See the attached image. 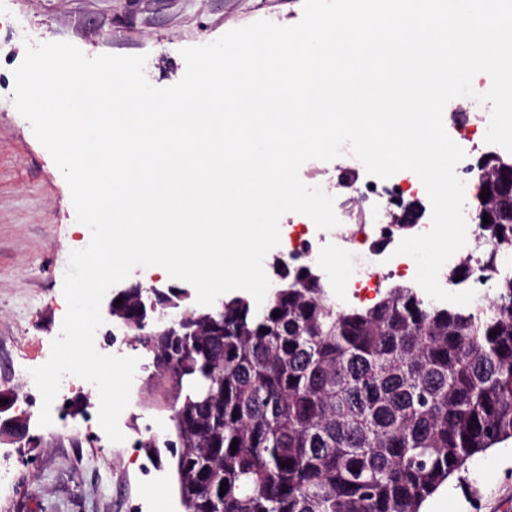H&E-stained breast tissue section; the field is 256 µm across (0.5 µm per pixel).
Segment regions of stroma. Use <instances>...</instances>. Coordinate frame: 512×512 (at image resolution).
<instances>
[{"instance_id": "35a3bbf8", "label": "stroma", "mask_w": 512, "mask_h": 512, "mask_svg": "<svg viewBox=\"0 0 512 512\" xmlns=\"http://www.w3.org/2000/svg\"><path fill=\"white\" fill-rule=\"evenodd\" d=\"M10 9L24 18L34 43L68 41L90 57L146 56V76L157 87L181 80L183 48L261 19L289 26L302 18V0H10ZM25 41L0 34V391L27 395L29 433L39 443H0V456L15 462L11 483L0 485V512H180L169 451L154 462L129 445L144 437L145 425L163 435L171 426L147 383L152 359L144 350L120 348L138 360L119 419L123 441H111L100 427L94 391L84 414L46 427L38 422L42 398L30 371L47 362L61 332L69 255L86 247L90 234L76 231L69 187L14 107ZM155 485L164 488V500L148 497ZM424 507L512 512V442L472 458Z\"/></svg>"}]
</instances>
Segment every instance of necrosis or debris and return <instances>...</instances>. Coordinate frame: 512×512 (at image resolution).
<instances>
[{
  "mask_svg": "<svg viewBox=\"0 0 512 512\" xmlns=\"http://www.w3.org/2000/svg\"><path fill=\"white\" fill-rule=\"evenodd\" d=\"M490 113V104L476 100L472 101L470 111L450 113L447 132L465 152L464 159L456 168L457 175L478 176L477 162L481 154L500 153L501 148L497 145L487 143L481 147L475 146L469 135L471 127L489 122ZM416 183V178L402 170L386 179L368 177L366 182L354 188L353 196L358 203V210L340 214L335 237L337 244L365 247L368 260L341 283L344 298L360 303L372 300L382 288L384 275L388 272L402 277L413 276L416 267L414 260L396 252L403 238L402 232L394 225L374 221L373 216L379 209L389 207L396 210L406 205ZM490 246L485 225H468L466 243L451 257L449 264L454 267L461 261H469L471 272L463 281L445 282V289L475 290L474 300L478 303L491 299L496 283L482 271L480 264L483 250Z\"/></svg>",
  "mask_w": 512,
  "mask_h": 512,
  "instance_id": "4bbe7bcc",
  "label": "necrosis or debris"
}]
</instances>
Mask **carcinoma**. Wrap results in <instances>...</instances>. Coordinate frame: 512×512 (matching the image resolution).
<instances>
[{
    "mask_svg": "<svg viewBox=\"0 0 512 512\" xmlns=\"http://www.w3.org/2000/svg\"><path fill=\"white\" fill-rule=\"evenodd\" d=\"M484 162L489 198L512 199V158ZM488 229L494 274L512 219ZM308 268H285L297 283L261 309L242 295L211 317L186 307L196 336L128 328L171 412L184 512H421L474 456L512 441V278L487 304L437 305L397 284L359 307ZM137 293L117 305L131 323Z\"/></svg>",
    "mask_w": 512,
    "mask_h": 512,
    "instance_id": "carcinoma-1",
    "label": "carcinoma"
}]
</instances>
